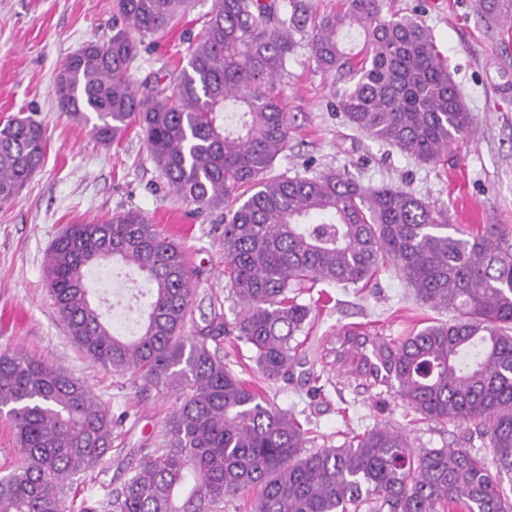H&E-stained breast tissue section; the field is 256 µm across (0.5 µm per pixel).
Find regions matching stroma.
Returning a JSON list of instances; mask_svg holds the SVG:
<instances>
[{
  "instance_id": "1",
  "label": "stroma",
  "mask_w": 512,
  "mask_h": 512,
  "mask_svg": "<svg viewBox=\"0 0 512 512\" xmlns=\"http://www.w3.org/2000/svg\"><path fill=\"white\" fill-rule=\"evenodd\" d=\"M113 0H0V122L13 117L39 121L47 139L43 167L8 205L0 207V352L16 348L44 356L85 382L123 422L112 449L93 470L75 476L79 499L120 487L141 456L164 438L175 405L166 391L136 397L129 380L90 363L73 345L47 294L44 264L55 236L69 224L104 219L129 209L143 213L178 242L192 270L189 328L213 315L233 321L239 311L224 274V224L220 212H193L169 191L138 130L117 144L98 145L91 127L59 112L53 80L67 57L112 35ZM394 10L418 16L432 31L463 101L477 118L475 137L457 139L448 157L422 165L353 131L333 111L336 88L318 70L308 46L289 60L280 81L288 112L287 150L273 174L314 175L348 171L366 185L393 184L425 198L449 223L475 228L499 224L512 233V30L488 24L477 0H391ZM213 0H195L182 20L145 36L130 78L168 74L187 62L188 34L198 33ZM313 310L306 362L321 355L337 328L359 325L398 339L446 320L444 312L417 301L394 274L382 273L367 288L320 284L299 291ZM281 409L310 420L317 445H339L355 433L388 425L409 435L414 447L445 448L457 430L423 419L392 392L365 390L331 373L323 395L312 396L303 377L269 385Z\"/></svg>"
}]
</instances>
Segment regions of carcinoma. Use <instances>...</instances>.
<instances>
[{"label": "carcinoma", "instance_id": "carcinoma-1", "mask_svg": "<svg viewBox=\"0 0 512 512\" xmlns=\"http://www.w3.org/2000/svg\"><path fill=\"white\" fill-rule=\"evenodd\" d=\"M512 0H478L512 27ZM192 0H113L112 36L72 54L54 81L58 108L89 121L110 146L133 126L172 191L198 210L225 211L224 271L241 305L186 332L191 271L174 239L141 212L69 224L44 279L88 361L126 376L139 394L173 389L166 440L86 512H224L255 491L251 512H512V238L497 224L447 223L401 187H366L346 171L270 176L288 148L277 80L307 41L316 66L344 86L336 110L356 131L436 164L476 129L431 31L387 0H214L187 64L166 86H134L138 38L164 31ZM46 139L30 117L0 124V205L39 169ZM143 277L139 327L128 335L86 288L107 262ZM393 269L422 304L451 317L398 340L361 326L336 332V368L394 391L424 419L464 429L454 448L411 446L376 425L339 446L307 449L311 430L224 363L220 339L251 347L266 382L294 378L311 307L294 283L367 285ZM21 457L0 477V512H65L71 480L112 449L109 405L44 357L0 354V414ZM488 441L492 461L472 452Z\"/></svg>", "mask_w": 512, "mask_h": 512}]
</instances>
